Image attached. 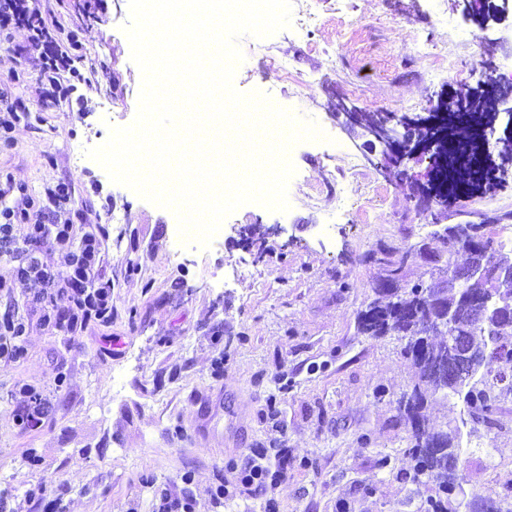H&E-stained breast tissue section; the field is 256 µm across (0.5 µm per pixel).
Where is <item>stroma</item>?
Returning <instances> with one entry per match:
<instances>
[{
	"label": "stroma",
	"instance_id": "obj_1",
	"mask_svg": "<svg viewBox=\"0 0 512 512\" xmlns=\"http://www.w3.org/2000/svg\"><path fill=\"white\" fill-rule=\"evenodd\" d=\"M319 17L258 38L243 36L233 78L314 123L320 134L292 142L300 183L287 211L251 202L223 221L209 246L178 244L173 211L112 181L87 149L134 123L142 73L124 32L129 0H42L41 8L81 32L67 99L45 102L29 32L0 42V87L21 115L0 147V204H46L57 181L73 190L75 223L104 241L100 277L112 285V320L82 331L66 318L45 324L30 280L0 295L26 325L24 357L0 361V489L11 512H151L156 489H196L195 512H258L238 492L236 463L248 449L288 451L287 482L269 490L277 512H425L427 487L413 483L410 433L396 400L413 373L396 337L359 333L372 299L369 252L421 242L439 251V224L491 218L512 236V175L461 196L446 212L420 209L412 179L425 163L405 161L384 178L340 127L336 101L368 112L422 116L433 101L477 90L478 60L512 68V12L487 27L464 17L463 0H309ZM444 59L431 74L428 60ZM306 75L296 84L292 73ZM348 185L347 198L327 191ZM279 234H271L273 225ZM40 388L49 412L37 429L19 425L20 387ZM436 428L460 425L466 497L512 482V402L498 429L461 426L460 405L429 399ZM387 458L379 468V458ZM219 485L237 492L216 502Z\"/></svg>",
	"mask_w": 512,
	"mask_h": 512
}]
</instances>
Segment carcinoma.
Masks as SVG:
<instances>
[{"instance_id": "cac0c4a2", "label": "carcinoma", "mask_w": 512, "mask_h": 512, "mask_svg": "<svg viewBox=\"0 0 512 512\" xmlns=\"http://www.w3.org/2000/svg\"><path fill=\"white\" fill-rule=\"evenodd\" d=\"M462 108L472 112H486V104L472 97H450L446 111ZM442 240L443 249L435 255L437 266L431 275L437 285L410 283L406 280L409 262L427 257L426 248L414 243L404 250L379 259L381 274L373 284L377 298L358 313V331L365 336H395L401 342V355L414 370L416 381L409 393L397 401L401 417L410 425V447L406 453L415 461L412 481L435 486L438 498H429L431 512H479L480 500H451L448 489L454 487L457 475L448 471V458H456L465 466L461 448L460 427L447 426L438 431L426 426L424 415L427 398L441 396L461 403L468 422L492 430L498 425L495 414L499 404L512 400V351L503 357H494L484 365L473 368L465 385L452 379L440 380L430 372L424 361L434 351H448L444 332L438 328L442 317L448 315L457 329L469 338V346L479 351L493 344L512 346V327L499 325L495 315L512 312V282L496 280L491 271L512 266V245L490 235L484 248L492 261L489 271L469 281L459 280L460 265L456 256L469 250L464 230L457 224H446L435 231ZM483 294L489 306L483 318L469 314L470 294Z\"/></svg>"}]
</instances>
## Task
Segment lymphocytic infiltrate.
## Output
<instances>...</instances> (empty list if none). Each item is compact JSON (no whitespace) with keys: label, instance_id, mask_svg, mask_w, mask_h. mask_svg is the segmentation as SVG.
Segmentation results:
<instances>
[{"label":"lymphocytic infiltrate","instance_id":"f902f5d3","mask_svg":"<svg viewBox=\"0 0 512 512\" xmlns=\"http://www.w3.org/2000/svg\"><path fill=\"white\" fill-rule=\"evenodd\" d=\"M39 0H0V36L9 35L12 28L32 25L34 40L48 33L41 21ZM68 183H57L50 194L53 208L37 217L18 213L14 208H0V291L30 279L43 282L51 294L44 305V320H52L58 310H65L72 328H83L95 321L112 319V290L102 283L99 267L103 244L92 233H78L66 211L71 199ZM54 241L64 252V266L54 270L45 266L39 251L46 241ZM68 286L66 293L57 295L53 289L58 282ZM240 484L255 498L266 497L269 487L284 482L288 470L272 464L267 451L244 454L239 463Z\"/></svg>","mask_w":512,"mask_h":512}]
</instances>
